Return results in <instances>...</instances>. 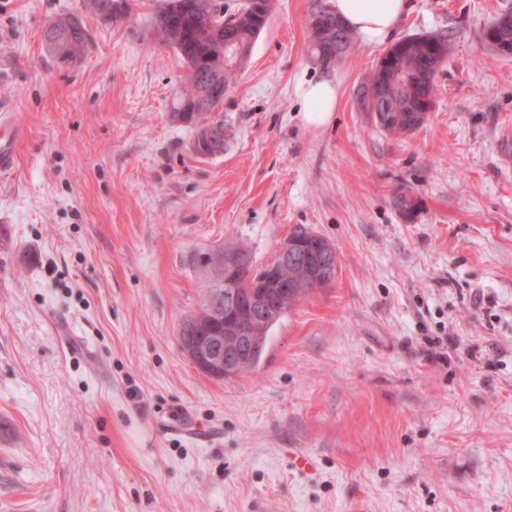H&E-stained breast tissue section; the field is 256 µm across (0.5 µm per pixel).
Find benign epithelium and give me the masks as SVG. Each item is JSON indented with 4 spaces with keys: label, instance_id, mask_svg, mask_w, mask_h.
Here are the masks:
<instances>
[{
    "label": "benign epithelium",
    "instance_id": "1",
    "mask_svg": "<svg viewBox=\"0 0 512 512\" xmlns=\"http://www.w3.org/2000/svg\"><path fill=\"white\" fill-rule=\"evenodd\" d=\"M393 88L371 87L360 90L358 106L373 111V100L389 98ZM215 97L202 92L195 100V113L199 125L204 127L206 141L212 147L220 143V133L215 131L217 114L211 106ZM314 247L321 253L314 276L305 284L289 283L279 277L281 267L307 260V244L297 236L287 238L267 265L253 266L247 252L228 249L222 264L212 269L215 288L211 315L224 319V327L213 336L186 347L192 364L201 372L216 379H233L244 360H254L266 348L265 326L273 323L277 314H265L271 302L291 291L303 294L323 284L336 271V257L329 242L318 235H310Z\"/></svg>",
    "mask_w": 512,
    "mask_h": 512
}]
</instances>
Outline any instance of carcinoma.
Wrapping results in <instances>:
<instances>
[{"instance_id": "obj_1", "label": "carcinoma", "mask_w": 512, "mask_h": 512, "mask_svg": "<svg viewBox=\"0 0 512 512\" xmlns=\"http://www.w3.org/2000/svg\"><path fill=\"white\" fill-rule=\"evenodd\" d=\"M173 2L178 4V9L169 16L154 17V24L159 40L176 49L187 69L174 115L179 121L194 128V99L214 78V74L207 71V63L223 52V45L216 39L215 31H222L224 39L234 40L249 52L267 22L258 3L252 8L246 3L240 9L228 13L219 0H206L202 7L198 5V0ZM316 14L319 15L318 24H307L308 50L322 66L328 67L350 53L354 47V36L346 25L337 23L336 14L325 4L318 2L313 5L310 15ZM67 20L66 15L55 19L43 32V38L47 43L60 36L65 38L71 56L76 58L89 47L91 38L82 24L65 28L63 22ZM389 52L393 62L374 69L365 86L384 82L398 87L399 94L391 100L377 103V110L387 111L385 119L379 121L373 113L369 117L377 127L388 133L413 134L423 127L426 123L424 117L433 108L436 78L428 77L406 86L402 84L400 73L412 70L423 54H434L436 61L446 60L448 35L431 33L407 36L391 45Z\"/></svg>"}]
</instances>
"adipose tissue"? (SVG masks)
Here are the masks:
<instances>
[{
  "mask_svg": "<svg viewBox=\"0 0 512 512\" xmlns=\"http://www.w3.org/2000/svg\"><path fill=\"white\" fill-rule=\"evenodd\" d=\"M331 9L346 25L370 44L392 41L410 9L409 0H331ZM299 98L308 123H328L339 102L337 84L316 81L301 85Z\"/></svg>",
  "mask_w": 512,
  "mask_h": 512,
  "instance_id": "1",
  "label": "adipose tissue"
}]
</instances>
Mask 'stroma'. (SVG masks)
Returning a JSON list of instances; mask_svg holds the SVG:
<instances>
[{
    "instance_id": "1",
    "label": "stroma",
    "mask_w": 512,
    "mask_h": 512,
    "mask_svg": "<svg viewBox=\"0 0 512 512\" xmlns=\"http://www.w3.org/2000/svg\"><path fill=\"white\" fill-rule=\"evenodd\" d=\"M314 2L274 0L204 157L151 0L112 24L84 0H0V100L24 128L0 180V512H512V57L480 41L512 0H411L398 37L449 51L405 137L357 106L384 46L308 54ZM68 13L91 35L71 63L42 42ZM322 79L339 103L316 126L297 89ZM299 226L334 244L333 283L254 372L197 370L178 332L203 254L262 265Z\"/></svg>"
}]
</instances>
